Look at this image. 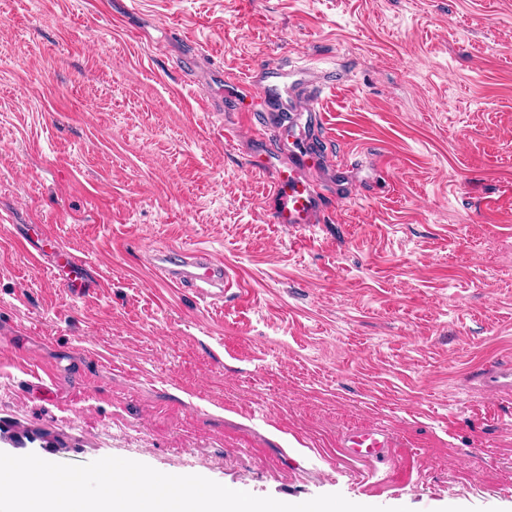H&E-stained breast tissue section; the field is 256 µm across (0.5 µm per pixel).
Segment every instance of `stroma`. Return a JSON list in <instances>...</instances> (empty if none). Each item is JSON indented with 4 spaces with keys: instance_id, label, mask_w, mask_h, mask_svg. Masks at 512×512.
Masks as SVG:
<instances>
[{
    "instance_id": "stroma-1",
    "label": "stroma",
    "mask_w": 512,
    "mask_h": 512,
    "mask_svg": "<svg viewBox=\"0 0 512 512\" xmlns=\"http://www.w3.org/2000/svg\"><path fill=\"white\" fill-rule=\"evenodd\" d=\"M126 5L0 0V451L512 512V395L475 380L512 361V0ZM308 59L344 73L321 128L267 115L269 166L332 161L302 230L268 219L233 77ZM56 238L81 267L51 273ZM159 248L222 261L223 300ZM354 426L399 446L348 460Z\"/></svg>"
}]
</instances>
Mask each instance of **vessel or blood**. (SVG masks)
Segmentation results:
<instances>
[{
	"label": "vessel or blood",
	"mask_w": 512,
	"mask_h": 512,
	"mask_svg": "<svg viewBox=\"0 0 512 512\" xmlns=\"http://www.w3.org/2000/svg\"><path fill=\"white\" fill-rule=\"evenodd\" d=\"M306 83V92L293 106L297 117L313 120L318 116V100L324 89L335 87L337 80L333 70H326L321 83L311 84L307 70L291 71L270 68L263 79L255 86L260 97H267L271 87L280 85L286 88L298 83ZM270 220L275 224L291 227H311L320 223L324 215L323 183L319 178L316 162L309 154H299L296 164L288 169H274L269 178ZM193 266L198 271L197 278L205 283V296L220 299L229 282L224 265L202 252L191 253ZM485 389L495 394L512 393V363L501 362L490 368L482 376ZM395 442L385 431L373 428H354L341 439L340 448L348 459L367 463L385 461Z\"/></svg>",
	"instance_id": "1"
}]
</instances>
